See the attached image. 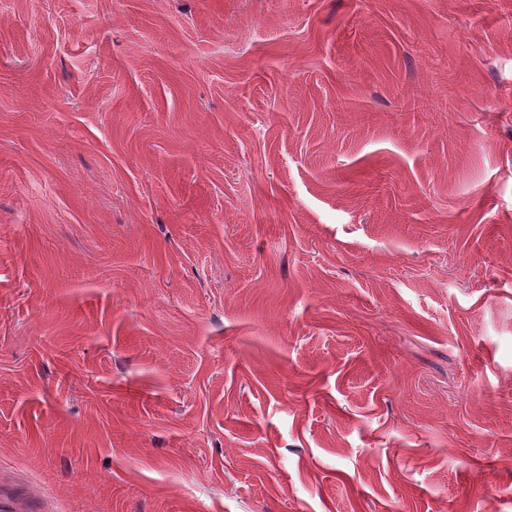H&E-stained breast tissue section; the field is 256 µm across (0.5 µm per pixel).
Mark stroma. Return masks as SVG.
Returning <instances> with one entry per match:
<instances>
[{"label": "stroma", "instance_id": "35a3bbf8", "mask_svg": "<svg viewBox=\"0 0 512 512\" xmlns=\"http://www.w3.org/2000/svg\"><path fill=\"white\" fill-rule=\"evenodd\" d=\"M14 512H512V0H0Z\"/></svg>", "mask_w": 512, "mask_h": 512}]
</instances>
